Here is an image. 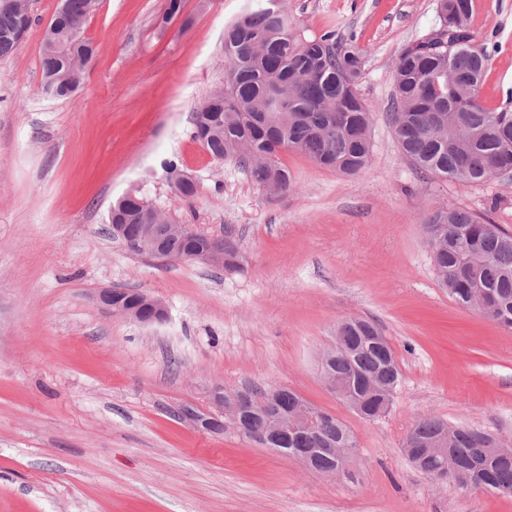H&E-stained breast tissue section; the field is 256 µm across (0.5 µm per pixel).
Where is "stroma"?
<instances>
[{
    "mask_svg": "<svg viewBox=\"0 0 512 512\" xmlns=\"http://www.w3.org/2000/svg\"><path fill=\"white\" fill-rule=\"evenodd\" d=\"M33 0L21 49L0 58V512H512V497L438 484L407 459L434 415L512 446V332L456 304L425 243L427 212L461 207L512 228V176L479 185L421 175L387 116L393 67L440 27L436 0H284L313 37L353 39L373 111V155L355 177L281 156L293 178L270 198L192 138L193 113L224 80V29L254 0H99L79 89H40L46 23ZM472 41L490 55L480 99L512 110V0H472ZM199 182L178 196L164 161ZM134 192L170 222L232 232L243 268L165 261L113 237L108 211ZM104 288L166 306L142 325L103 310ZM348 317L376 322L401 386L360 418L319 361ZM286 387L345 422L358 454L330 477L245 437L181 416L219 413L218 389Z\"/></svg>",
    "mask_w": 512,
    "mask_h": 512,
    "instance_id": "35a3bbf8",
    "label": "stroma"
}]
</instances>
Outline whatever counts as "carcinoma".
<instances>
[{"label":"carcinoma","instance_id":"cac0c4a2","mask_svg":"<svg viewBox=\"0 0 512 512\" xmlns=\"http://www.w3.org/2000/svg\"><path fill=\"white\" fill-rule=\"evenodd\" d=\"M64 20L50 40L62 55L40 51L41 92L54 99L71 97L81 80L67 58L86 61L94 54L83 37V26L97 0H62ZM20 12L0 0V57L17 53L14 37ZM489 56L469 42L461 45L438 30L407 48L393 70L394 94L389 116L397 143L410 163L431 176L479 185L500 176L512 165V112L483 106L479 89ZM362 53L333 31L307 38L297 30L283 0H258L224 31V84L212 89L193 117V138L216 161L234 160L249 171L253 183L271 197L288 194L293 179L281 159L294 151L315 165L353 176L366 169L373 148V112L360 89ZM175 192L188 200L198 183L184 177L174 161L165 163ZM160 213L137 196L112 205L109 223L127 225V237L141 224H157ZM423 230L435 272L448 295L461 307L488 297L476 311L512 331V231L464 208L434 210ZM211 237L188 230L167 237L163 246L172 256L192 258ZM224 271L240 269L239 246L232 232L224 234ZM327 352L336 379L334 394L359 416L376 420L392 404L400 386V368L385 336L372 321L350 318L336 327ZM269 391H224V402L237 408L242 428L259 425L270 402ZM308 412L322 419L306 440L321 449L313 463L320 473L331 465L328 449L357 447L351 428L312 404ZM450 442L449 451L468 468L488 469L493 482L469 483L501 496H512V453L489 432L454 426L433 416L419 418L404 447L436 448Z\"/></svg>","mask_w":512,"mask_h":512}]
</instances>
